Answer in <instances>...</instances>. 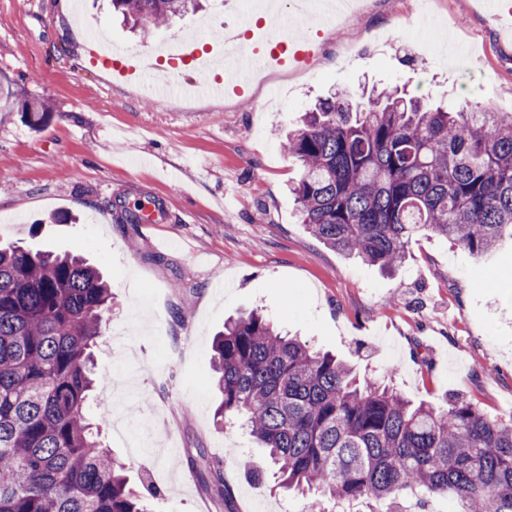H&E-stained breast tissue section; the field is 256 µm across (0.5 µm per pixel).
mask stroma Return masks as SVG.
Masks as SVG:
<instances>
[{
    "mask_svg": "<svg viewBox=\"0 0 512 512\" xmlns=\"http://www.w3.org/2000/svg\"><path fill=\"white\" fill-rule=\"evenodd\" d=\"M341 22L297 19L314 56L307 72L271 89L220 96L143 97L87 65L91 39L152 55L158 44H217L247 13L243 0H203L153 36L130 30L110 0H0V245L78 254L112 286L115 305L95 350L98 373L129 377L127 413L154 453H135L116 426L111 389L92 416L152 512H218L191 465L224 459L236 512H303L274 490L248 431L223 425L209 357L224 321L260 309L278 329L373 373L407 399L466 397L512 418V243L488 260L434 235L412 241L386 274L324 245L300 224L288 184L299 176L275 130L334 90L400 84L455 105L512 112V16L491 0H366ZM48 103L42 123L25 105ZM152 203L156 223L124 224L122 208ZM228 287H218V280ZM189 307L184 322L172 310Z\"/></svg>",
    "mask_w": 512,
    "mask_h": 512,
    "instance_id": "stroma-1",
    "label": "stroma"
}]
</instances>
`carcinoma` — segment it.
<instances>
[{"instance_id": "1", "label": "carcinoma", "mask_w": 512, "mask_h": 512, "mask_svg": "<svg viewBox=\"0 0 512 512\" xmlns=\"http://www.w3.org/2000/svg\"><path fill=\"white\" fill-rule=\"evenodd\" d=\"M134 23H165L197 0H111ZM308 232L391 270L423 231L481 260L512 239V113L435 107L398 87L344 92L300 116L282 141ZM112 287L68 253L0 248V512H150L99 440L89 402L107 382L94 348ZM219 414L240 420L283 488L331 512H397L445 495L459 512H512V419L463 398L406 399L341 359L277 332L251 311L224 322L210 359ZM226 512L224 460L202 457Z\"/></svg>"}]
</instances>
